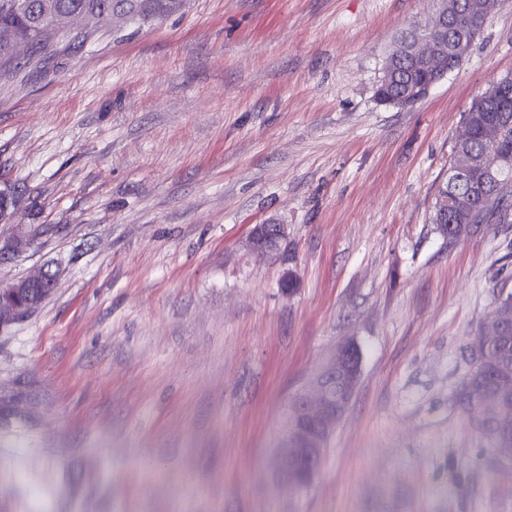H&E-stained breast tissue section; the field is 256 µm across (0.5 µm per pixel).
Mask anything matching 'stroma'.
Masks as SVG:
<instances>
[{
	"instance_id": "stroma-1",
	"label": "stroma",
	"mask_w": 512,
	"mask_h": 512,
	"mask_svg": "<svg viewBox=\"0 0 512 512\" xmlns=\"http://www.w3.org/2000/svg\"><path fill=\"white\" fill-rule=\"evenodd\" d=\"M432 0H186L0 69V512H512L454 392L512 293V223H433L464 114L512 74V0L411 106L378 102ZM260 224L286 236L265 255ZM296 285L283 291L282 278ZM361 375L313 485L273 477L338 347ZM267 230H270L272 237L267 236ZM286 235L285 225L282 224H260L254 229L251 247L258 254H264L271 251L272 243H278ZM49 281V273L40 272L8 290L0 291V319L14 318L22 314L28 305L22 300L24 288L41 286Z\"/></svg>"
}]
</instances>
